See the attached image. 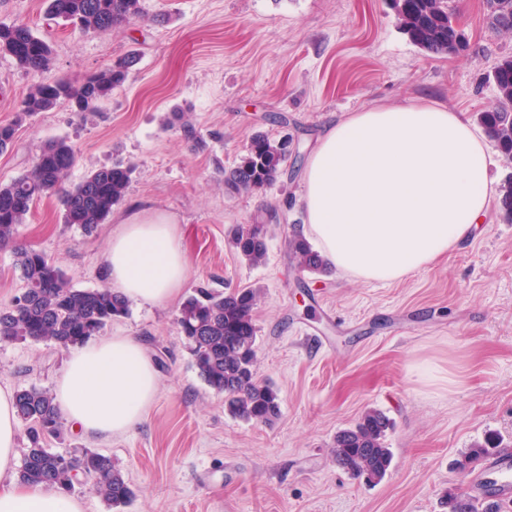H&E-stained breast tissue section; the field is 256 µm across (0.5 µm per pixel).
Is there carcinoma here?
I'll return each mask as SVG.
<instances>
[{
  "mask_svg": "<svg viewBox=\"0 0 512 512\" xmlns=\"http://www.w3.org/2000/svg\"><path fill=\"white\" fill-rule=\"evenodd\" d=\"M400 28L421 49L433 54L457 52L456 42L464 34L452 25L449 0H394ZM487 10L507 19L491 25L498 34L512 35V0H486ZM47 14L91 32L104 33L127 24L142 14V0H47ZM0 52L10 55L25 72L45 73L50 69L52 47L36 36L26 23H0ZM139 56L130 51L110 66L79 81L47 78L31 87L22 99L12 123L0 124V151L12 147L16 129L27 118L46 112L61 102L77 103V112H96L112 91L122 86ZM490 77L499 92L500 106L479 115L489 140L512 167V56L501 58ZM167 126L182 133L193 147H201L189 115L172 112ZM288 162V142L254 136L246 153L224 171L229 192L260 190L278 179ZM76 163L73 146L65 139L46 143L35 162L22 175L0 185V248H9L20 270L23 287L12 305L0 310V343L51 342L68 351L84 344L112 320L127 313V302L110 288L76 289L63 270L39 250L18 243L19 228L34 203L47 194L59 196L63 223L86 233L104 223L127 192L134 171L122 163L87 173L81 182L66 184ZM267 224H237L229 243L252 267L267 260ZM288 248L302 270L325 272L320 254L309 241L296 234ZM259 293L255 289L230 292L199 287L180 305L176 317L199 376L214 391L224 395L228 412L245 422L269 424L281 412L278 391L256 379L257 326L255 313ZM19 421L26 429L28 445L19 479L32 485L74 488L83 477L111 508L126 506L133 491L108 455L83 450L75 455L78 467L64 464V454L46 448L49 438L63 434L62 418L52 391L36 386L15 392ZM391 419L381 410L369 408L349 428L336 433L333 453L336 462L355 478L379 482L388 473L393 453L386 444ZM448 512H494L464 494L445 497Z\"/></svg>",
  "mask_w": 512,
  "mask_h": 512,
  "instance_id": "carcinoma-1",
  "label": "carcinoma"
}]
</instances>
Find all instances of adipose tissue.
<instances>
[{
  "instance_id": "1",
  "label": "adipose tissue",
  "mask_w": 512,
  "mask_h": 512,
  "mask_svg": "<svg viewBox=\"0 0 512 512\" xmlns=\"http://www.w3.org/2000/svg\"><path fill=\"white\" fill-rule=\"evenodd\" d=\"M490 154L465 112L403 103L349 114L319 138L303 171L305 222L328 266L363 281L394 282L464 247L492 205ZM173 219L131 210L105 254V273L127 300L159 305L188 275ZM159 386L145 347L115 336L74 348L53 393L85 436L127 433ZM19 421L0 388V512H84L63 489L17 481Z\"/></svg>"
}]
</instances>
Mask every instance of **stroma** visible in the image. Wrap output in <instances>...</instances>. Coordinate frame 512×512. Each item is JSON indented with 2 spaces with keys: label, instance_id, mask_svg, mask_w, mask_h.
<instances>
[{
  "label": "stroma",
  "instance_id": "stroma-1",
  "mask_svg": "<svg viewBox=\"0 0 512 512\" xmlns=\"http://www.w3.org/2000/svg\"><path fill=\"white\" fill-rule=\"evenodd\" d=\"M464 50L435 55L402 31L390 0H143L144 15L104 34L47 16L43 0H0V23H28L53 48L49 74L78 80L136 51L139 62L99 111L68 103L18 126L0 153V183L28 170L48 140L67 139V182L117 162L134 172L122 204L92 233L62 221L56 196L19 230L79 289L107 286L104 257L132 206L176 223L189 274L161 306L130 303L102 336H136L159 372L144 419L111 439L66 431L55 452L111 456L134 492L123 512H445L476 466L473 444L512 451V223L492 208L463 250L392 283L336 270L300 271L288 239L303 222L300 173L321 130L353 112L409 99L478 116L497 107L488 75L512 56L491 31L486 0H457ZM37 73L0 53V124L14 120ZM190 113L195 150L166 128ZM287 139L285 171L254 192H228L253 135ZM269 225L264 265L228 243L235 224ZM260 292L256 378L281 413L269 424L231 417L199 377L176 323L197 285ZM67 354L49 343L0 344V387H53ZM369 408L393 426V462L369 484L336 463V433Z\"/></svg>",
  "mask_w": 512,
  "mask_h": 512
}]
</instances>
